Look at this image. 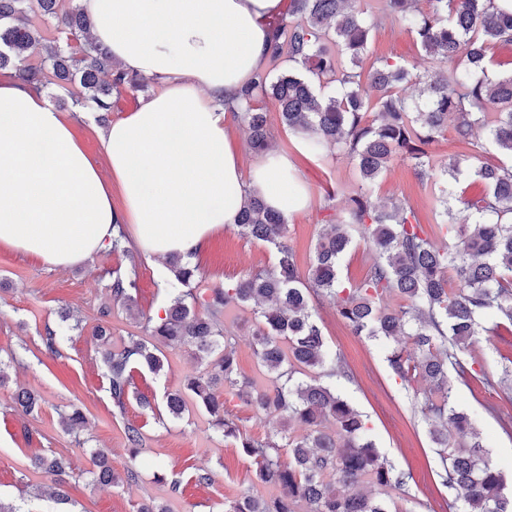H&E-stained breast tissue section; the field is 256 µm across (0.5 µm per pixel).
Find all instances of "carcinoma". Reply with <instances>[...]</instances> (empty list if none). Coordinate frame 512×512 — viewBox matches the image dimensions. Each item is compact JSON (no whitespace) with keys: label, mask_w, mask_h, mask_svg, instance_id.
<instances>
[{"label":"carcinoma","mask_w":512,"mask_h":512,"mask_svg":"<svg viewBox=\"0 0 512 512\" xmlns=\"http://www.w3.org/2000/svg\"><path fill=\"white\" fill-rule=\"evenodd\" d=\"M61 0H0V70L41 88L77 84V103L107 118L116 98L143 88L112 59L110 50L88 38L92 21L82 6L59 12ZM383 0L384 13L415 36L426 56L452 65L427 78L408 63L363 61L377 30L374 17L357 0H288V16L271 23L269 56L288 51L301 69L273 77L263 71L243 86L231 110L238 113L250 148H270L267 114L255 106L260 97L274 100L282 124L302 137L316 157L342 155L351 159L359 183L344 198L345 217L327 225L315 245L307 274H302L287 239V220L256 195L243 204L236 227L241 236L266 244L274 261L249 272L231 287L201 292L199 266L169 256L180 285L164 315L137 313L144 336L112 345V332L97 328L96 340L105 367L113 412L124 413L134 396L135 374L159 375L165 367L162 347L191 346L204 369L185 378L182 390L165 396L164 408L173 419L187 411V400L205 410L215 433L233 441L253 458L261 484L280 488L263 498L248 491L224 507V512H400L388 495L356 490L367 481L379 488L401 487L411 475L383 456L362 415L325 382L343 369L317 322L313 300L327 298L342 321L357 336L394 342L387 360L405 382L420 377L431 385L418 401L432 443L438 448L441 485L448 488L460 512H512L504 476L493 467L471 416L454 401L450 371L463 379L469 369L458 352L512 326V165H484L472 149L476 134L512 159V72L488 75L497 44L512 43V11L495 0ZM57 20V37L46 48L47 59L27 62L39 43L34 18ZM423 84L424 99L405 92L407 84ZM454 119L461 150L445 162L431 158L426 146L448 131ZM409 159L421 180L441 185L440 231L453 245L440 247L424 232L410 201L373 199L378 179L397 160ZM467 178L481 182L472 197L457 194ZM109 251L122 258L124 270L114 271L111 303L100 310L106 319L112 304L134 311L138 291L139 254L132 248L125 225H114ZM361 240L376 254L364 277L345 285L339 273L342 256ZM396 296L401 304L383 309L380 301ZM252 303L256 306L254 354L267 372L268 383L258 393L240 372L237 351L218 319L223 311ZM204 311H198V308ZM230 391L267 415L280 418L283 429L263 438L242 431L224 410ZM15 404L27 413L39 397L21 389ZM85 417L73 407L62 416L64 430L80 436ZM304 434L291 435L292 427ZM459 436L458 450L448 452L450 434ZM128 461L118 477L104 449L94 452V481L136 485L142 427L124 426ZM287 450L288 462L281 460ZM35 468L56 481L72 469L69 455L33 457ZM213 470L202 463L190 480L197 486L213 481Z\"/></svg>","instance_id":"carcinoma-1"}]
</instances>
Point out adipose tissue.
Returning a JSON list of instances; mask_svg holds the SVG:
<instances>
[{"label":"adipose tissue","instance_id":"adipose-tissue-1","mask_svg":"<svg viewBox=\"0 0 512 512\" xmlns=\"http://www.w3.org/2000/svg\"><path fill=\"white\" fill-rule=\"evenodd\" d=\"M81 3L92 40L158 87L103 134L104 173L42 90L0 80V245L69 268L126 224L145 255L187 257L236 224L247 196L286 217L307 205L308 186L287 155L273 150L244 169L224 107L263 71L265 20L281 0Z\"/></svg>","mask_w":512,"mask_h":512}]
</instances>
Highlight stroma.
<instances>
[{"label": "stroma", "instance_id": "stroma-1", "mask_svg": "<svg viewBox=\"0 0 512 512\" xmlns=\"http://www.w3.org/2000/svg\"><path fill=\"white\" fill-rule=\"evenodd\" d=\"M369 56L401 60L423 74L436 68L435 61L422 55L414 36L386 17L380 20ZM45 94L55 108L72 116L73 134L88 154L104 163L101 134L105 126L97 114L78 113L63 88L51 86ZM265 107L273 147L288 154L309 188L306 208L292 213L287 221L288 243L299 268L305 271L320 233L336 216V203L329 200V193L340 186L357 185L359 174L346 157L313 158L302 153L296 136L282 125L275 104L269 101ZM374 196L382 202L391 197L409 200L424 230L434 234L438 221L435 190L415 176L408 162L395 163L379 179ZM193 261L200 267L205 286L213 288L269 265L272 255L262 242L246 239L236 228L228 227L212 235ZM120 265V258L105 248L85 263L61 270L0 246V358L11 353L17 356L7 370L8 383L0 388V500L19 505L23 512H55L56 503L42 494L47 480L33 469L31 458L37 453L63 452L72 458L74 467L72 477L62 485L68 497L67 512H136L140 503L149 500L165 504L169 512H224L225 502L252 486L255 465L241 449L214 433L203 410L193 407L182 419L162 420L143 411L133 399L124 414L112 412L105 369L93 335L99 309L110 298L112 273ZM166 299L157 261L143 257L138 313L155 314ZM63 308L73 312L79 326L62 333L59 352L51 356L45 353L42 338L46 327L58 326V312ZM316 311L329 347L350 372L349 377H337V389L366 416L380 452L397 469L412 475L404 487L391 489V496L403 512H449L452 498L437 477L440 460L414 404L415 393L424 391L426 382H402L389 366L385 342L353 335L330 301L317 303ZM221 319L234 339L242 373L254 389L263 388L267 376L253 353L251 307L227 310ZM165 355L168 365L163 374L143 372L134 379L137 391L158 406L166 393L181 389L185 376L198 367L189 348H169ZM461 358L475 363L484 374L455 381L456 404L476 418L489 461L512 477V431L502 427L504 421L512 420V390L484 381L485 376L512 364V331H501L475 344L463 351ZM21 388L41 397L39 407L28 416L20 415L13 400ZM224 402L251 436L262 437L282 427L279 419L257 412L234 393H225ZM71 404L80 408L87 420L78 443L61 423V410ZM128 422L141 425L144 432L139 484L126 488L92 483L91 449H108L113 469L123 470L127 460L124 425ZM201 462L214 471L210 486L198 487L187 481L182 494L174 496L167 484L157 479L162 469L188 477L192 466Z\"/></svg>", "mask_w": 512, "mask_h": 512}]
</instances>
